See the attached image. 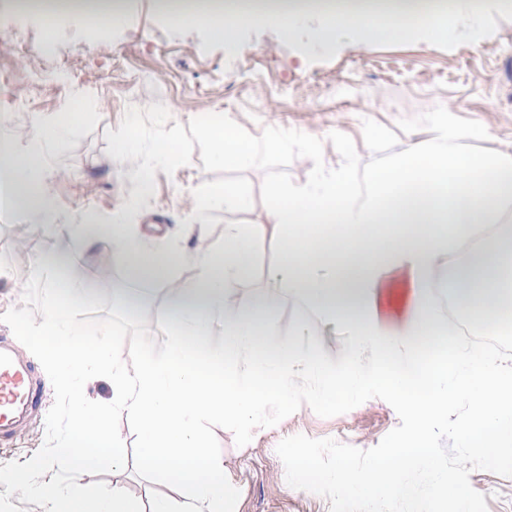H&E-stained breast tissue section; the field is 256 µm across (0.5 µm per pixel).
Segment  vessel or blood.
Instances as JSON below:
<instances>
[{
    "label": "vessel or blood",
    "instance_id": "vessel-or-blood-1",
    "mask_svg": "<svg viewBox=\"0 0 512 512\" xmlns=\"http://www.w3.org/2000/svg\"><path fill=\"white\" fill-rule=\"evenodd\" d=\"M48 390L33 360L0 336V446L21 437L37 417Z\"/></svg>",
    "mask_w": 512,
    "mask_h": 512
}]
</instances>
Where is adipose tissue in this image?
<instances>
[{
	"mask_svg": "<svg viewBox=\"0 0 512 512\" xmlns=\"http://www.w3.org/2000/svg\"><path fill=\"white\" fill-rule=\"evenodd\" d=\"M364 38H399L408 21L394 15L378 21L337 9L328 20L311 22L310 39L329 43L337 28ZM435 135L407 142L391 160L358 174L345 163L316 174L304 186L276 184L267 197V218L281 230L280 260L273 287L256 305L237 312L229 297L260 225H226L224 246L198 253L195 281L177 287L166 312L181 333L159 359L143 351L117 362L109 343L84 346L69 326L65 301L55 300L40 329L27 331L29 346L71 375L111 374L112 402L141 425L139 463L162 483L190 492L171 509L164 500L152 512H227L236 486L224 460L204 448L199 421L217 413L246 423L272 405L287 406L298 387L288 367L294 339L264 320L283 287L340 323L355 346L370 349L383 365L373 376L376 390L411 411L415 428L395 436L388 452L372 458L366 471L343 462L327 473L345 493L401 496L412 493L410 468L425 474L441 500L465 512L470 488L449 487L439 473L425 432L439 409L470 399L476 420L462 435L500 463L499 450L512 446V368L448 345L455 329L434 302L447 289L459 316L476 315L486 326L512 325V145L487 153L456 148L469 130L433 116ZM39 147L0 157V210H24L54 221L41 192ZM483 231L481 246L457 257L462 242ZM106 245L125 258L132 282L161 280L165 265L144 256L139 242L113 230ZM401 276L411 311L405 337L385 327L384 305L394 276ZM220 330L222 349L193 354L190 336Z\"/></svg>",
	"mask_w": 512,
	"mask_h": 512,
	"instance_id": "ef3b65f1",
	"label": "adipose tissue"
}]
</instances>
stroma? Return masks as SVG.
<instances>
[{
  "instance_id": "stroma-1",
  "label": "stroma",
  "mask_w": 512,
  "mask_h": 512,
  "mask_svg": "<svg viewBox=\"0 0 512 512\" xmlns=\"http://www.w3.org/2000/svg\"><path fill=\"white\" fill-rule=\"evenodd\" d=\"M12 2L0 0V137L24 151L37 123L59 124L61 133L42 146L43 191L55 223L29 212L0 213V314L21 307L30 276L50 279L53 259L65 254L96 295L91 306L70 298L72 327L86 346L105 340L122 357L145 346L154 357L165 354L176 326L158 314L176 286L197 278L195 254L223 247L225 225L266 227L234 290L238 310L271 288L279 239L258 199L247 211L216 210L210 228L194 216L193 191L212 178L197 154L173 175L156 171L154 191L138 194L136 162L106 152L105 133L118 129L128 106L164 104L184 125L227 113L255 136L268 126L299 130L322 140L327 167L349 159L363 173L391 159L409 137H430L429 116L440 109L455 125L482 129V137L460 141L463 150L512 142V11L502 0H478L473 12L481 23L464 35L438 37L417 25L405 37L367 42L345 28L325 47L310 42L302 23L282 38L260 12L226 44L213 36L210 20L171 15L159 0H121L107 22L66 12L50 27L41 14L16 12ZM118 227L167 259L166 279L129 289L123 258L96 243ZM130 290L137 299L128 307L121 296ZM262 316L298 335L302 351L316 345L334 361L351 343L290 288ZM473 417L470 402L449 403L426 444L449 486L472 488L466 512H512V466L490 463L461 436ZM398 423L395 410L373 398L329 418L301 406L276 426L256 429L241 448L231 431L216 428L240 487L234 512H330L325 498L287 484L277 444L303 434L367 450ZM96 481L129 491L145 512L156 500L179 504L187 497L143 472L133 456L122 470L78 478L83 486Z\"/></svg>"
}]
</instances>
